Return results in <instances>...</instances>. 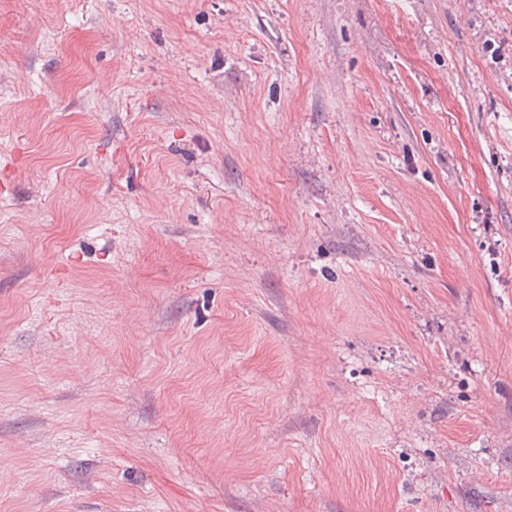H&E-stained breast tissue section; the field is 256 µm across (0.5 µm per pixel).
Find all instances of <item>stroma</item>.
<instances>
[{
	"instance_id": "stroma-1",
	"label": "stroma",
	"mask_w": 512,
	"mask_h": 512,
	"mask_svg": "<svg viewBox=\"0 0 512 512\" xmlns=\"http://www.w3.org/2000/svg\"><path fill=\"white\" fill-rule=\"evenodd\" d=\"M0 35V512H512V0Z\"/></svg>"
}]
</instances>
